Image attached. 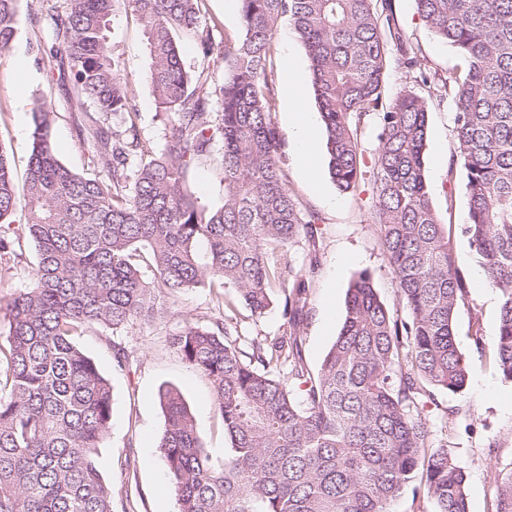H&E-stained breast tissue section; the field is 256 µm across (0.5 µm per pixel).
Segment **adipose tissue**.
I'll return each mask as SVG.
<instances>
[{"label": "adipose tissue", "mask_w": 512, "mask_h": 512, "mask_svg": "<svg viewBox=\"0 0 512 512\" xmlns=\"http://www.w3.org/2000/svg\"><path fill=\"white\" fill-rule=\"evenodd\" d=\"M301 78L296 67H289L285 75L284 95L288 100L289 123L293 134L297 165L308 176H315L318 163L319 132L316 120L306 107L301 95Z\"/></svg>", "instance_id": "adipose-tissue-1"}]
</instances>
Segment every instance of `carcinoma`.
<instances>
[{
    "mask_svg": "<svg viewBox=\"0 0 512 512\" xmlns=\"http://www.w3.org/2000/svg\"><path fill=\"white\" fill-rule=\"evenodd\" d=\"M243 33L215 42L203 0H66L48 9L59 77L98 116L82 127L96 174L63 165L51 146L54 113L34 108L26 179L17 188L0 148V224L19 206L36 264L9 305L0 346V512H113L96 466L112 417L109 380L76 344L161 314V299L200 285L214 306L262 314L281 293L283 333L238 344L237 323L186 322L170 346L212 386L230 455L214 463L175 389L160 393L159 448L178 512H389L415 475L438 512H468L465 473L430 440L420 406L432 388H463L470 366L454 321L468 297L451 237L425 175L428 113L454 106L465 173L468 238L501 297L494 358L512 380V0H415L424 24L461 65L440 73L406 40L391 0H239ZM132 12L150 56L146 79L167 130L152 153L132 119V96L107 46L111 23ZM288 18L309 59L328 170L342 192L374 185V215L393 275L395 316L371 272L348 288L345 318L317 372L304 364L300 324L307 284L290 278V248L312 245L319 217L303 210L281 166L273 120L272 40ZM18 32L17 0H0V51ZM200 61L188 69L179 38ZM406 85L385 94L390 59ZM224 82L211 87V67ZM375 122L366 162L360 130ZM211 163L224 202L203 205L191 171ZM286 376H280L281 372ZM493 512H512V475L496 482Z\"/></svg>",
    "mask_w": 512,
    "mask_h": 512,
    "instance_id": "1",
    "label": "carcinoma"
}]
</instances>
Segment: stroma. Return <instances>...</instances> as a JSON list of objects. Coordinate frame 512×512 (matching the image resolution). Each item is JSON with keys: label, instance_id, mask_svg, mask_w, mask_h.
I'll list each match as a JSON object with an SVG mask.
<instances>
[{"label": "stroma", "instance_id": "35a3bbf8", "mask_svg": "<svg viewBox=\"0 0 512 512\" xmlns=\"http://www.w3.org/2000/svg\"><path fill=\"white\" fill-rule=\"evenodd\" d=\"M406 38L418 43L429 66L445 72L458 56L423 23L414 0H393ZM63 10L64 0H19V31L0 52V147L12 157L17 179H24L34 131L33 109L46 101L56 119L52 140L59 160L72 170L89 174V149L79 136L78 125L94 113L92 104L78 101L72 86L49 74V50L55 37L46 20L47 8ZM108 47L119 57L130 82L134 123L154 152H161L165 129L156 115V103L145 76L150 59L138 18L118 17L108 34ZM308 71L306 50L289 21H282L272 45L276 79H283L289 60ZM25 62L29 80H22L18 62ZM283 94H276L274 122L283 144L281 165L299 202L316 213L315 245L295 244L288 253L294 274L309 283L308 305L300 336L302 354L310 370H317L334 343L345 317L347 289L361 271H370L382 301L396 306L391 271L373 221L372 187L362 184L351 193L340 192L329 173L312 182L296 167L293 140ZM425 157L428 189L438 218L453 241L457 262L470 283L468 298L458 311L455 335L471 365L465 388L456 393L434 390L422 416L434 444L451 448L466 471L464 491L469 512H490L495 475L512 473V381L505 380L493 363L492 346L497 333L500 294L475 285L474 260L460 226L466 217L464 172L456 163L454 113L451 101H433ZM36 263L31 239L21 241L19 256L0 258V343L8 330V304L26 288ZM167 312L154 321H136L120 332L99 328L78 336V346L97 363L113 388L111 428L98 451V468L112 487L115 512H177L175 497L167 490L168 472L158 448L164 429L159 392L177 388L194 415L205 447L215 461L230 454V441L216 415L208 379L191 368L171 348V335L185 322L208 325L223 320L209 288L165 299ZM483 328V346H475L472 323ZM131 352L126 368L114 363L113 343Z\"/></svg>", "mask_w": 512, "mask_h": 512}]
</instances>
